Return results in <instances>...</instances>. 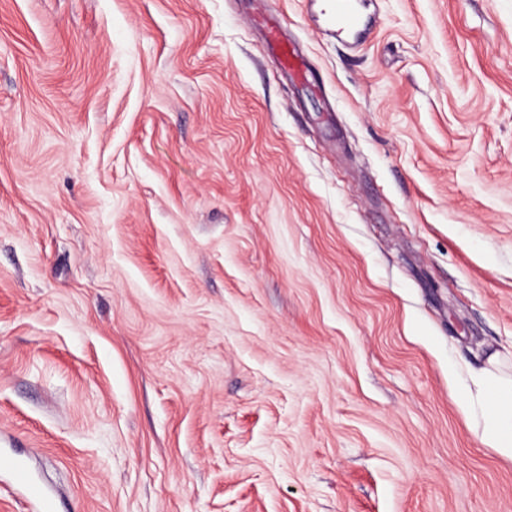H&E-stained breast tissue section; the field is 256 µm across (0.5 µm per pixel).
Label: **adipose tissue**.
<instances>
[{
    "instance_id": "adipose-tissue-1",
    "label": "adipose tissue",
    "mask_w": 512,
    "mask_h": 512,
    "mask_svg": "<svg viewBox=\"0 0 512 512\" xmlns=\"http://www.w3.org/2000/svg\"><path fill=\"white\" fill-rule=\"evenodd\" d=\"M460 392V406L481 442L512 459V378L485 368L470 373Z\"/></svg>"
}]
</instances>
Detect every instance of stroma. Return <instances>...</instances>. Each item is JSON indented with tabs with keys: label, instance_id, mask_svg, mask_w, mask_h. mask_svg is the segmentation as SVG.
<instances>
[{
	"label": "stroma",
	"instance_id": "stroma-1",
	"mask_svg": "<svg viewBox=\"0 0 512 512\" xmlns=\"http://www.w3.org/2000/svg\"><path fill=\"white\" fill-rule=\"evenodd\" d=\"M323 7L0 0V471L57 512H512L456 401L512 374V0ZM326 12L329 23L336 25L337 31L350 28L355 24L356 15L350 0H326ZM263 25L268 43L277 51L283 75L291 80L316 83L314 74L297 47L281 38L278 22L272 17H263ZM13 477L15 483L18 486L36 496V501L40 511H51V502L48 495L44 491L40 490L38 486H36V484L32 481L31 477L23 467L16 466L13 472Z\"/></svg>",
	"mask_w": 512,
	"mask_h": 512
}]
</instances>
